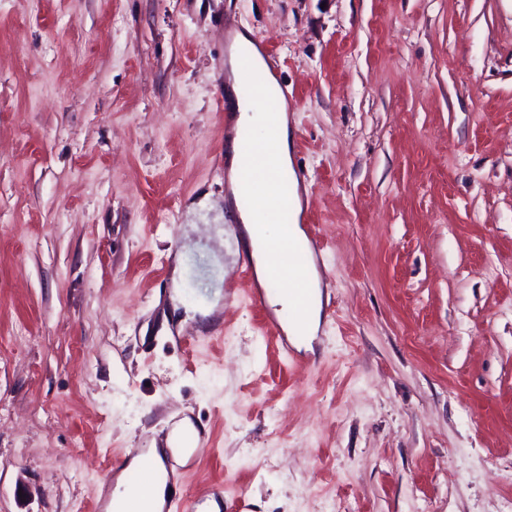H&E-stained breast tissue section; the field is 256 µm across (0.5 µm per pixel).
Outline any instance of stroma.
Listing matches in <instances>:
<instances>
[{
  "label": "stroma",
  "mask_w": 512,
  "mask_h": 512,
  "mask_svg": "<svg viewBox=\"0 0 512 512\" xmlns=\"http://www.w3.org/2000/svg\"><path fill=\"white\" fill-rule=\"evenodd\" d=\"M245 30L324 244L289 360L225 213ZM185 418L219 512H512V0H0V512Z\"/></svg>",
  "instance_id": "1"
}]
</instances>
